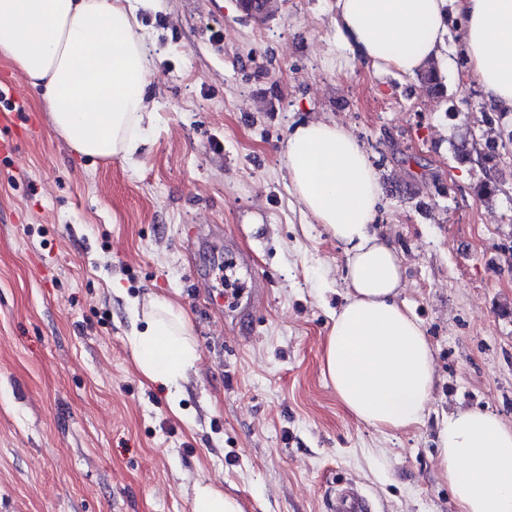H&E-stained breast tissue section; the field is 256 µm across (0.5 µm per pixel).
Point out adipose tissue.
<instances>
[{"label":"adipose tissue","instance_id":"1","mask_svg":"<svg viewBox=\"0 0 512 512\" xmlns=\"http://www.w3.org/2000/svg\"><path fill=\"white\" fill-rule=\"evenodd\" d=\"M471 75L488 102L512 108V0H457ZM131 0H0V52L36 88L53 130L78 155L134 156L154 113L148 53ZM329 52L415 76L438 58L445 0H334ZM303 211L346 256L344 303L324 340L322 374L340 404L378 430L420 422L435 381L432 347L399 296L402 260L373 228L379 175L358 139L333 120L297 124L282 148ZM132 330L150 382L178 388L200 356L186 316L164 295ZM439 464L461 512H512V427L494 412L459 408L438 432Z\"/></svg>","mask_w":512,"mask_h":512}]
</instances>
